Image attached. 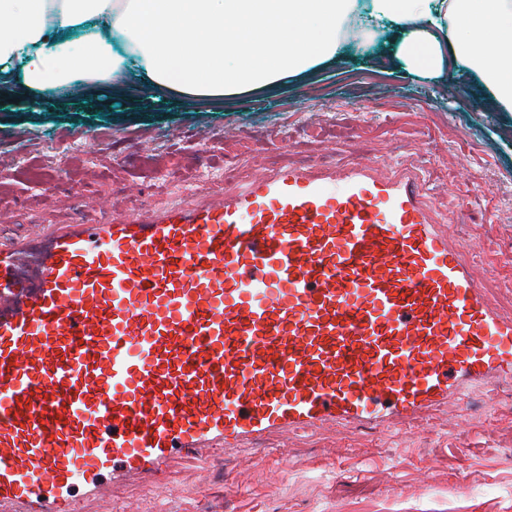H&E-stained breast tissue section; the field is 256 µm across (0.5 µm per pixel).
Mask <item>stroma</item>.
Wrapping results in <instances>:
<instances>
[{
    "mask_svg": "<svg viewBox=\"0 0 512 512\" xmlns=\"http://www.w3.org/2000/svg\"><path fill=\"white\" fill-rule=\"evenodd\" d=\"M392 28L350 45L317 87L292 78L263 97L205 107L140 101L102 84L94 106L0 91V191L19 224L100 221L108 207L217 195L258 167L346 157L412 163L430 177L454 238L491 299L512 314V112L486 106L472 78L429 80L395 67ZM269 454L209 452L147 481L69 496L76 512H512V386L421 414L411 427H336L267 439Z\"/></svg>",
    "mask_w": 512,
    "mask_h": 512,
    "instance_id": "stroma-1",
    "label": "stroma"
}]
</instances>
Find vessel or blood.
Returning a JSON list of instances; mask_svg holds the SVG:
<instances>
[{"label":"vessel or blood","instance_id":"b4317fda","mask_svg":"<svg viewBox=\"0 0 512 512\" xmlns=\"http://www.w3.org/2000/svg\"><path fill=\"white\" fill-rule=\"evenodd\" d=\"M448 228L421 168L357 157L0 242V512L511 385L512 315Z\"/></svg>","mask_w":512,"mask_h":512}]
</instances>
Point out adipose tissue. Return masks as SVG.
<instances>
[{
    "instance_id": "obj_1",
    "label": "adipose tissue",
    "mask_w": 512,
    "mask_h": 512,
    "mask_svg": "<svg viewBox=\"0 0 512 512\" xmlns=\"http://www.w3.org/2000/svg\"><path fill=\"white\" fill-rule=\"evenodd\" d=\"M387 24L408 73L469 72L512 112V0H0V88L127 84L221 106L314 76Z\"/></svg>"
}]
</instances>
